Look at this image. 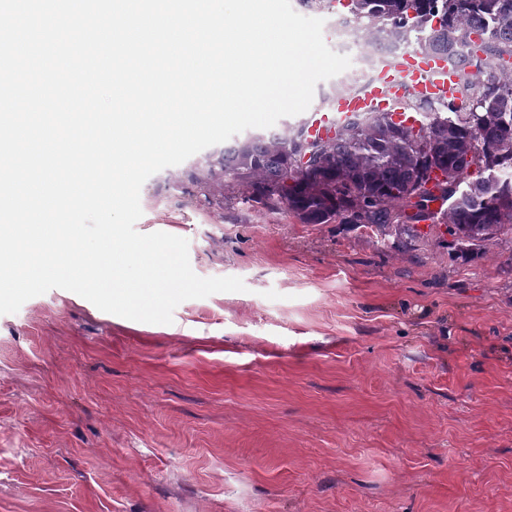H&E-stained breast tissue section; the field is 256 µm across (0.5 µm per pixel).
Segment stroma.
<instances>
[{"label":"stroma","mask_w":512,"mask_h":512,"mask_svg":"<svg viewBox=\"0 0 512 512\" xmlns=\"http://www.w3.org/2000/svg\"><path fill=\"white\" fill-rule=\"evenodd\" d=\"M152 175L143 234L242 292L169 324L52 289L0 315V512H512V241L457 259Z\"/></svg>","instance_id":"1"}]
</instances>
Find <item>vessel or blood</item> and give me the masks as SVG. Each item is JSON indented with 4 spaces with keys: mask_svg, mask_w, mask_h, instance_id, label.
<instances>
[{
    "mask_svg": "<svg viewBox=\"0 0 512 512\" xmlns=\"http://www.w3.org/2000/svg\"><path fill=\"white\" fill-rule=\"evenodd\" d=\"M464 87L460 68L448 64L441 56L417 50L398 61L386 65L378 78L357 94L337 97L329 111H312L306 131L309 137L332 139L337 137L347 117L362 112L394 111V120L401 125L418 126L417 113L396 110L398 101L409 95L440 102H459Z\"/></svg>",
    "mask_w": 512,
    "mask_h": 512,
    "instance_id": "vessel-or-blood-1",
    "label": "vessel or blood"
}]
</instances>
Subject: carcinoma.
<instances>
[{
    "label": "carcinoma",
    "instance_id": "obj_1",
    "mask_svg": "<svg viewBox=\"0 0 512 512\" xmlns=\"http://www.w3.org/2000/svg\"><path fill=\"white\" fill-rule=\"evenodd\" d=\"M351 12L376 43H407L414 34L419 48L473 69L464 101L440 108L402 100L399 108L422 111L417 128L373 112L350 117L330 141H307L303 124L252 136L224 147V180L304 224L386 231L436 219L462 255L512 236V0H351ZM437 171L446 174L434 184L438 194L420 192ZM438 199L448 208L437 217L430 203Z\"/></svg>",
    "mask_w": 512,
    "mask_h": 512
}]
</instances>
